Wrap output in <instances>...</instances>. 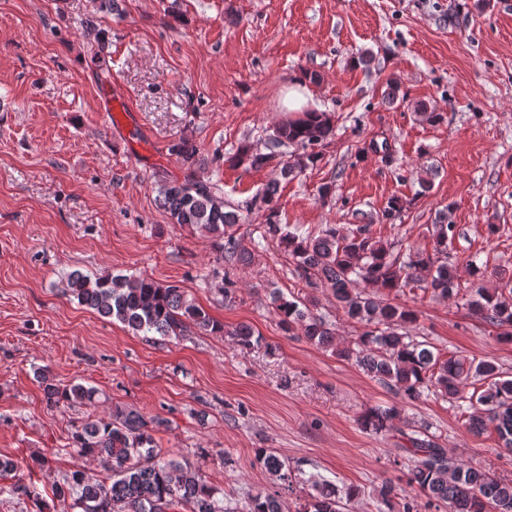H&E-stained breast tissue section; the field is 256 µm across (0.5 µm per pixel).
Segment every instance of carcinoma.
Wrapping results in <instances>:
<instances>
[{"label": "carcinoma", "instance_id": "1", "mask_svg": "<svg viewBox=\"0 0 512 512\" xmlns=\"http://www.w3.org/2000/svg\"><path fill=\"white\" fill-rule=\"evenodd\" d=\"M334 136L333 125L324 112L279 124L270 139L269 152L261 153L248 144L227 158L233 165L259 169L271 162L281 146L303 150L297 167L285 166L284 175L304 169L320 160L317 148ZM172 152L187 164L195 162L197 148L185 140L172 146ZM159 204L176 224L200 229L214 239L217 260L247 264L252 251L232 232L241 220L226 209L224 198L209 184L188 175L174 180L164 172L155 173ZM253 205L264 212V234L279 237L284 251L292 257L297 272L312 288H328L336 306L350 319L362 324L363 331L352 346L340 348L336 332L326 319L302 301L285 299L272 292L280 324L288 334L301 332L310 343L332 350L340 357L353 358L370 377L384 381L409 400L436 388L457 402L461 413L475 408L467 417L468 428L480 435L495 433L498 446L512 453V380H502L495 363L476 360L461 352L448 358L434 353L430 342L420 341L410 329L418 320L417 310L391 301L404 289L420 290L445 299L459 292V261L448 252L456 236V225L436 224L432 230L433 252L408 247L404 250L374 236L369 224H357L345 232L330 225L318 232H282L279 222V184L267 185ZM471 276L468 312L498 329L497 339L512 342V283L499 288L484 284V271L473 260H465ZM428 271L422 280L418 271ZM365 284L360 291L357 283ZM65 294L99 315L116 320L137 334L155 333L179 339L190 328L210 334H223L224 324L189 299L174 284H161L148 277L101 274L94 278L73 272ZM237 344L251 347L261 342L255 329L240 323L229 332ZM34 376L50 408L60 405L94 406L100 393L82 384H62L50 372L38 367ZM485 387L465 395L469 379ZM399 416L391 407H370L362 424L381 432ZM168 421L147 416L133 408L117 407L104 416L88 415L71 424L67 448L84 459L112 463V476L98 482L79 467L55 483L51 500L37 487L18 478L9 488L11 496L26 499L35 512H234L224 505L221 492L206 476L182 461L167 456L159 448L155 433ZM403 451L414 457L407 483L431 501L448 507V512H512V481H503L465 463L449 461L448 455L422 425L403 434ZM257 462L278 478L287 491L293 490L296 475L290 465L273 451L261 449ZM301 512H340L341 497L336 488L317 481L311 483ZM379 512H414L413 503L399 497L391 484L379 491ZM280 492L258 490L248 501L247 512H282Z\"/></svg>", "mask_w": 512, "mask_h": 512}]
</instances>
